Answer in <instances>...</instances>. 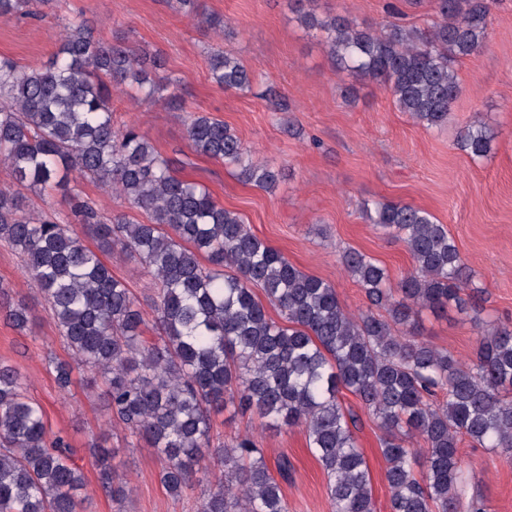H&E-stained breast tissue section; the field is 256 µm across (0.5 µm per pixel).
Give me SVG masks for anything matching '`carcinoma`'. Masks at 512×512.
<instances>
[{
  "label": "carcinoma",
  "instance_id": "obj_1",
  "mask_svg": "<svg viewBox=\"0 0 512 512\" xmlns=\"http://www.w3.org/2000/svg\"><path fill=\"white\" fill-rule=\"evenodd\" d=\"M35 1L55 2L0 0V19L32 16ZM490 2L435 0L437 20L424 32L320 16L318 0L288 5L320 33L336 71L385 86L400 111L430 129L448 123L460 93L455 64L486 46ZM177 5L218 33L228 29L223 18L201 11L200 0ZM210 72L226 90L243 91L254 80L220 46L211 48ZM178 88L163 59L123 38H96L81 14L64 23L48 64L25 69L0 55V164L11 177L0 188V246L23 258L67 347L69 359L47 361L58 388L69 387L73 366L90 371L105 388L113 424L163 460L158 480L170 496L204 487L198 512H288L250 436L205 460L211 412L229 402L271 426L304 427L333 512H375L369 466L350 427L354 415L341 401L348 391L382 432L391 512H457L460 441L512 448V324L486 325L475 360L465 365L418 336V310L471 308V278L448 229L400 202L364 208L404 243L412 268L394 289L383 264L343 250L340 263L368 301L357 314L346 311L333 285L298 269L205 186L181 177L139 128L115 125L112 92L183 109ZM186 133L194 152L224 162L244 181L276 184L279 173L255 160L224 121L190 111ZM492 140L485 126L470 124L456 145L476 160ZM77 177L124 196L147 221L103 216L69 190ZM31 189L63 191L67 213L29 208L23 191ZM114 254L137 261L154 280L153 342L143 339L138 300L105 261ZM255 286L281 320L269 316ZM0 314L20 331L36 319L35 305L2 288ZM27 386L18 368L0 362V512H80L83 470L51 434ZM415 435L426 445L422 453L408 447ZM91 455L102 489L123 499L128 481L112 464V449L97 442Z\"/></svg>",
  "mask_w": 512,
  "mask_h": 512
}]
</instances>
